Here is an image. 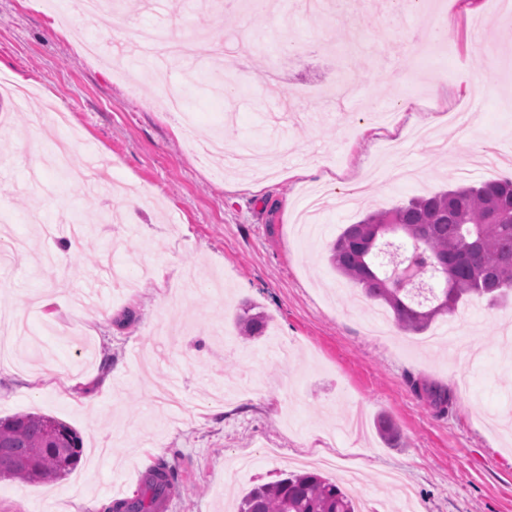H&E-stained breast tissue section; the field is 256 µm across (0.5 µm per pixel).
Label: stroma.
Here are the masks:
<instances>
[{
  "label": "stroma",
  "mask_w": 512,
  "mask_h": 512,
  "mask_svg": "<svg viewBox=\"0 0 512 512\" xmlns=\"http://www.w3.org/2000/svg\"><path fill=\"white\" fill-rule=\"evenodd\" d=\"M156 0L127 8L123 27L104 29L48 0H0V78L33 90L22 109L0 93V212L11 237L24 240L0 264V308L25 307L32 362H50L51 378L0 364V418L38 412L76 429L83 457L49 483L0 478V512H88L106 489L162 460L177 477L171 512H235L236 499L282 473L318 468L359 492L377 512H512V356L498 336L512 306H461L471 316L469 355L393 330L376 338L375 302L332 271L328 245L370 209H389L447 184L512 176V16L492 0H453L421 13L389 0H288L278 11L254 0L228 11L213 0ZM137 27L202 37L213 52L171 58L156 67L125 55ZM440 29L448 51L431 59L409 30ZM71 37H64V30ZM105 40L91 57L81 39ZM306 82L294 93L270 76L281 68ZM349 81L318 95L311 69ZM420 77L438 101L473 111L468 134L447 113L418 104L398 124L361 121L399 101L407 78ZM184 103L194 130L166 109ZM68 110L77 154L88 171L111 167L85 195L47 165L53 138L32 113ZM222 135L225 153L249 139L271 156L274 175L219 172L220 158L197 143ZM261 184L252 192L251 184ZM366 191L347 212L326 214L325 234L300 238L301 197L325 189ZM140 205L128 210L126 200ZM87 230L79 248L65 235L45 241L36 219ZM112 253L134 289L79 311L101 279L98 255ZM264 311L263 336L238 335L243 304ZM179 373L186 416L157 414L153 389ZM448 391L439 412L421 384ZM388 416L399 431L384 440ZM277 445L266 458L262 443Z\"/></svg>",
  "instance_id": "1"
}]
</instances>
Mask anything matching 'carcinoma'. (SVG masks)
I'll return each mask as SVG.
<instances>
[{
	"label": "carcinoma",
	"mask_w": 512,
	"mask_h": 512,
	"mask_svg": "<svg viewBox=\"0 0 512 512\" xmlns=\"http://www.w3.org/2000/svg\"><path fill=\"white\" fill-rule=\"evenodd\" d=\"M330 266L385 307L398 331L418 335L441 317H453L472 298L497 303L512 292V178L463 184L346 225L328 245ZM416 287L401 286L402 270ZM239 334L262 335L266 317L252 305L236 316ZM431 403L450 406L446 391L423 386ZM82 438L67 423L37 413L0 419V477L27 483L52 481L74 471ZM174 489L162 463L150 469L133 497L103 512H155ZM238 512H356L348 492L316 472L286 473L253 487Z\"/></svg>",
	"instance_id": "obj_1"
}]
</instances>
